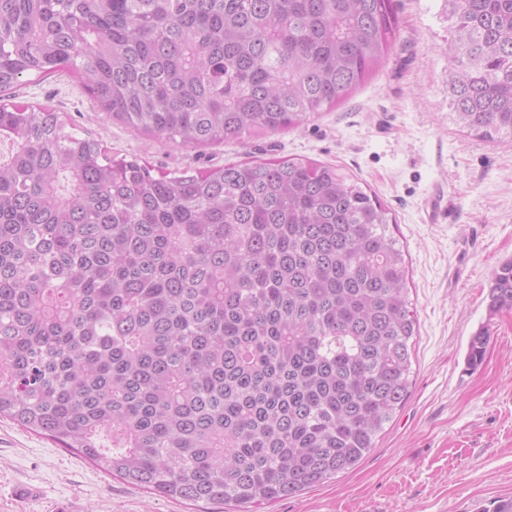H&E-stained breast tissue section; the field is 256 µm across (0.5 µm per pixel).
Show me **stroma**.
<instances>
[{
    "label": "stroma",
    "instance_id": "obj_1",
    "mask_svg": "<svg viewBox=\"0 0 512 512\" xmlns=\"http://www.w3.org/2000/svg\"><path fill=\"white\" fill-rule=\"evenodd\" d=\"M398 27L377 71L336 109L300 127L187 148L100 112L68 72L18 86L17 101L47 102L113 152L176 172L245 159L309 158L368 186L396 219L410 269L418 336L410 394L351 471L265 512H486L512 496V311L488 312L494 271L512 258V140L468 135L448 100L446 0H393ZM440 208H432V199ZM487 326L476 368L470 337ZM37 487L31 501L18 485ZM225 512L162 498L106 475L0 418V512Z\"/></svg>",
    "mask_w": 512,
    "mask_h": 512
}]
</instances>
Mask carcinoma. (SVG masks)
Listing matches in <instances>:
<instances>
[{
    "mask_svg": "<svg viewBox=\"0 0 512 512\" xmlns=\"http://www.w3.org/2000/svg\"><path fill=\"white\" fill-rule=\"evenodd\" d=\"M448 18L450 108L512 138V0H448ZM396 28L392 0H0V416L161 497L247 512L375 447L417 324L377 197L306 158L161 174L11 94L69 70L138 131L240 142L335 107ZM488 308L512 310V259Z\"/></svg>",
    "mask_w": 512,
    "mask_h": 512,
    "instance_id": "1",
    "label": "carcinoma"
}]
</instances>
